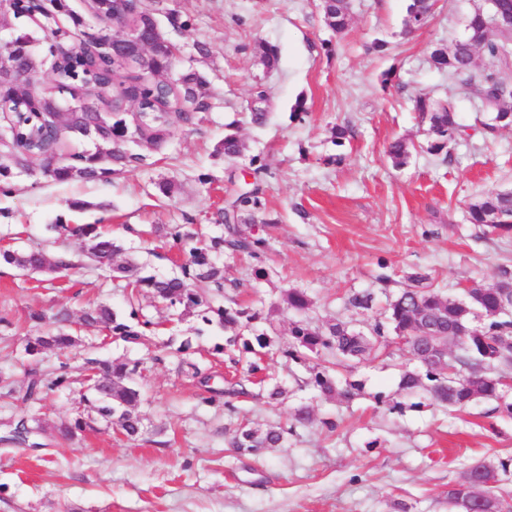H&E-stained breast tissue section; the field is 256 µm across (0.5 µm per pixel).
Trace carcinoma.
I'll list each match as a JSON object with an SVG mask.
<instances>
[{
	"instance_id": "obj_1",
	"label": "carcinoma",
	"mask_w": 512,
	"mask_h": 512,
	"mask_svg": "<svg viewBox=\"0 0 512 512\" xmlns=\"http://www.w3.org/2000/svg\"><path fill=\"white\" fill-rule=\"evenodd\" d=\"M53 11L45 16L44 27L50 31L54 44L48 54L56 70L58 93H49L32 101L16 97L13 87H0V111L6 124L0 126V191L12 179L28 175L34 162H40L44 176L57 182L107 180L117 169L143 164L150 153L160 150L170 139L178 124L193 125L199 114L212 107L214 93L204 75L187 70L167 84H157L149 74L166 71L177 57L166 49L153 55L135 53L127 60L113 56L99 48L102 37H91L90 47L73 53L62 52V47L86 35L81 30L83 21L71 16L73 27L62 28L58 15L69 13L66 0H50ZM326 23L336 32H344L351 22L349 0H328L320 4ZM93 10L106 16L117 12L125 20L142 23L144 10L137 9L131 0H94ZM434 10L433 0H408L405 28L424 27ZM483 54L494 62V67L481 69L476 55ZM431 59L436 68L461 81L470 95L477 98L489 121L482 122L487 134L512 127V30L495 25L489 12H474L465 33L449 43L435 46ZM143 75H131L132 69ZM68 93L74 104L65 112H58L57 94ZM139 102L149 112L160 114L162 121L153 122L145 113L132 115L124 112L127 102ZM414 110L428 123L431 137L428 150L451 156L452 145L463 135L456 112L448 101L420 94L413 100ZM90 137L94 145L110 144L112 152L103 155L99 150L81 153L67 152L68 143L75 137ZM245 144L234 133H228L216 146V153L232 159L241 156ZM387 154L395 165L402 166L411 155L410 145L404 139L389 143ZM468 221L488 228L491 233H512V190L488 194L468 207ZM217 222L223 231L207 235L196 224H159L151 229L158 237L173 241L183 255L179 273L168 277L142 276L139 265L129 257L127 248L98 230L95 224L75 228L54 224L51 229L62 235L76 233L87 239L84 256L112 279L126 281L129 318L123 319L106 305H98L81 317L82 324L138 343L152 334L159 323L138 307L140 299L149 297L167 306L179 309L185 315L193 314L207 325L224 329V343L214 345L218 355L224 349L242 346L251 355L248 373L269 391L271 400H283L287 389L262 374V361L274 349V341L258 331L254 321L258 313L248 308L224 306V268L216 257L247 255L259 258L266 246L265 240L253 237L240 224H271L259 189L238 196L230 215L218 213ZM15 268L25 275L46 274L50 271L76 268V262L65 253L54 256L44 249L32 247L0 249V265ZM411 285L402 289L385 310L382 320L367 329L342 322L314 325L300 319L291 323V342L284 354L306 367V384L322 396L339 395L348 398L359 384L345 382L337 385L331 371L343 368L350 371L355 364L387 341L393 332L416 362V367H403L400 388L409 394L424 390L430 404L445 410L457 411L477 399L497 402L495 411L512 417V402L506 399L509 377L498 372L500 367L512 366V301L504 289L512 286V273L504 268L496 283L484 288L468 286L461 295L446 296L429 283L426 274L410 277ZM288 308L304 312L311 306L308 294L291 289L286 295ZM79 344L78 337L58 333L28 339L25 351L30 356L48 350L68 349ZM189 342L177 349L178 370L196 377L197 363L189 357ZM26 395L43 389H53L73 383L65 374L51 376L35 369L27 373ZM139 376V362L101 361L83 358L80 384L84 387L99 382L96 391L82 395L85 408L100 419L118 427L125 437L136 439L145 433L143 419L138 412L142 399L141 388L127 383ZM93 428L91 420L79 417L59 427L60 434L72 439L80 432ZM288 429L271 426L265 430L251 427L250 421L240 420L229 437L231 447L249 455L261 456L270 448L283 444ZM512 457L499 460V468L482 462L471 465L460 479L448 483L446 496L453 512H512V503L496 491L497 470L507 471ZM474 489L475 497L468 508L459 505L462 488Z\"/></svg>"
}]
</instances>
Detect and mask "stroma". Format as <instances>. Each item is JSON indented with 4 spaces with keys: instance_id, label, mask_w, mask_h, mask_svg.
Instances as JSON below:
<instances>
[{
    "instance_id": "35a3bbf8",
    "label": "stroma",
    "mask_w": 512,
    "mask_h": 512,
    "mask_svg": "<svg viewBox=\"0 0 512 512\" xmlns=\"http://www.w3.org/2000/svg\"><path fill=\"white\" fill-rule=\"evenodd\" d=\"M352 21L343 33L325 22L319 0H168V8L191 18L189 30L160 26L180 49L176 71L194 69L217 91L200 122L176 127L147 166L126 169L110 180L56 182L41 172L15 179L0 191V243L41 246L77 259L67 272L19 276L0 266V376L17 380L13 396H0V512H449L446 491L476 461L489 464L512 455V419L492 400L479 399L453 412L425 406V394L399 389L410 357L391 343L386 355L354 372L337 371L361 388L354 397L326 400L306 387L302 364L284 356L290 342L288 290L306 291L308 320L369 326L380 320L389 296L411 274L429 275L434 287L459 295L472 283L490 285L512 270V235L483 234L467 221V206L480 197L512 189V128L484 136L475 125L480 103L437 69L430 52L438 40L462 33L487 0H437L428 24L405 33L406 0H350ZM385 52L371 51L374 40ZM208 43L210 58L195 45ZM276 46L273 67L262 48ZM393 70L390 84L381 75ZM265 91L267 117L251 119L249 103ZM418 94L451 98L465 137L451 159L429 152L426 125L414 112ZM303 103L306 114L293 108ZM348 134L335 145L331 130ZM238 132L243 156L227 160L214 149L228 130ZM407 139L411 157L393 167L386 148ZM340 154L341 164L330 163ZM267 166L253 173L254 163ZM172 183L170 195L159 186ZM260 187L272 221L249 226L267 241V276L254 279L252 259L227 256L224 276L239 304L258 312L257 329L274 338L268 369L288 390L283 403L241 398L231 415L210 392L234 371L228 356L214 357L224 334L186 316L142 300L159 331L132 344L79 317L100 303L120 317L131 307L124 289L82 258L84 239L51 233L53 224H96L141 255L145 271L176 272L178 252L150 235L155 224H199L216 232L215 214L231 208L244 191ZM144 237L131 235V228ZM368 293L373 306L349 308L347 299ZM67 310L73 333L101 359L139 361L147 432L137 440L115 426L68 440L58 425L82 416L73 390L47 391L24 399V369L78 368L75 354L25 352L29 337L48 336V319ZM38 311L46 320H31ZM190 341L209 382L178 374L176 359L155 363L167 346ZM313 410L312 423L288 433L281 447L262 457L231 448L225 429L238 416L266 429L283 426L299 405ZM38 421L32 444L11 440L20 418ZM336 429H328V422Z\"/></svg>"
}]
</instances>
